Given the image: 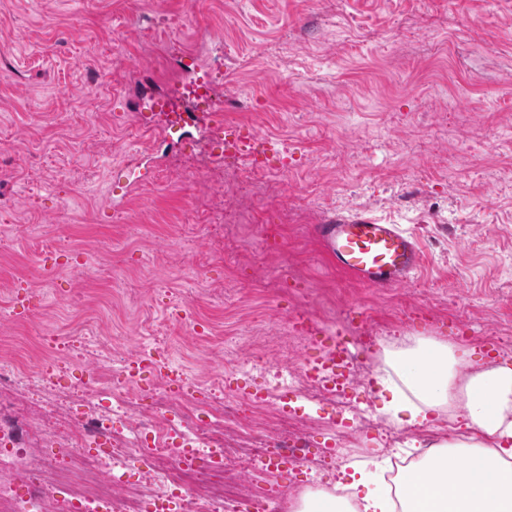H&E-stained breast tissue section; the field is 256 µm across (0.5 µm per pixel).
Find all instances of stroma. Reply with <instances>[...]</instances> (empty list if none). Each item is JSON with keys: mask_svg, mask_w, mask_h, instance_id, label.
Listing matches in <instances>:
<instances>
[{"mask_svg": "<svg viewBox=\"0 0 512 512\" xmlns=\"http://www.w3.org/2000/svg\"><path fill=\"white\" fill-rule=\"evenodd\" d=\"M205 42L224 122L273 145L254 209L189 174L199 132H128L159 65L139 15ZM224 209L250 222L222 236ZM395 224L420 264L378 291L314 233L337 214ZM0 355L54 360V342L112 337L113 363L160 328L171 366L265 397L268 374L349 341L341 405L291 400L309 463L259 460L239 512H289L351 461L394 456L417 428L384 419L375 377L393 336H434L512 362V0H0ZM336 449L333 467L315 460Z\"/></svg>", "mask_w": 512, "mask_h": 512, "instance_id": "stroma-1", "label": "stroma"}]
</instances>
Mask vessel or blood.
I'll list each match as a JSON object with an SVG mask.
<instances>
[{"label": "vessel or blood", "mask_w": 512, "mask_h": 512, "mask_svg": "<svg viewBox=\"0 0 512 512\" xmlns=\"http://www.w3.org/2000/svg\"><path fill=\"white\" fill-rule=\"evenodd\" d=\"M192 111L205 113L216 126L224 125V109L214 98L197 94ZM316 234L338 269L357 283L377 290L404 284L415 270L419 249L416 240L393 224H379L362 214L337 215L319 224Z\"/></svg>", "instance_id": "obj_1"}]
</instances>
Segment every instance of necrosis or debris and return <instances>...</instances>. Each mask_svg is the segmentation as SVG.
Returning a JSON list of instances; mask_svg holds the SVG:
<instances>
[{"instance_id":"1","label":"necrosis or debris","mask_w":512,"mask_h":512,"mask_svg":"<svg viewBox=\"0 0 512 512\" xmlns=\"http://www.w3.org/2000/svg\"><path fill=\"white\" fill-rule=\"evenodd\" d=\"M164 24L146 18L141 36L148 54L178 57V66L165 75L174 93L186 94L190 75L214 82L201 49L155 41ZM136 375L128 368L123 387L70 388L46 411L35 392L39 383H53V373H29L14 359L0 360V477L14 469L29 477L22 494L0 480V512H235V497L224 483L233 462L260 456L306 462L301 441L257 439L219 401L204 413L192 397L174 399L162 388L152 408L143 409L130 386ZM293 390L319 403L340 402L343 393L341 380L321 384L304 371L294 386L274 378L267 393L278 401L280 418L290 416L286 402ZM49 437L63 444L64 455L41 454ZM131 448L138 451L134 460L145 479L163 478L167 495L158 498L124 484L121 472L132 460Z\"/></svg>"}]
</instances>
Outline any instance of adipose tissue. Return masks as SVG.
Returning a JSON list of instances; mask_svg holds the SVG:
<instances>
[{"mask_svg":"<svg viewBox=\"0 0 512 512\" xmlns=\"http://www.w3.org/2000/svg\"><path fill=\"white\" fill-rule=\"evenodd\" d=\"M456 348L432 339L386 353L376 383L408 425H432L462 408L465 433L435 444L387 484L357 468L348 480L307 489L292 512H512V365L460 374Z\"/></svg>","mask_w":512,"mask_h":512,"instance_id":"ef3b65f1","label":"adipose tissue"}]
</instances>
